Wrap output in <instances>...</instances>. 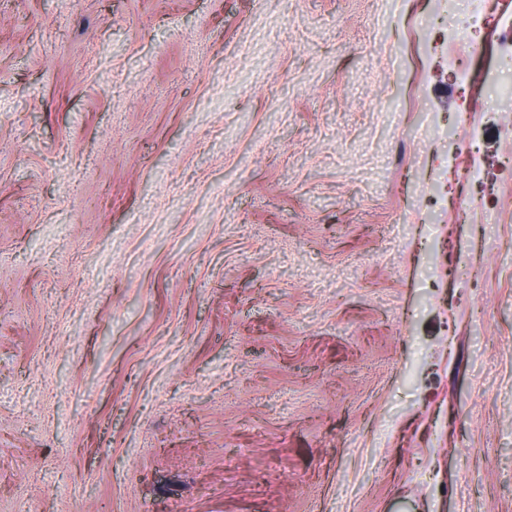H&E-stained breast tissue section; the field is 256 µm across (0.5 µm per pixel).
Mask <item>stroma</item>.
<instances>
[{"instance_id":"stroma-1","label":"stroma","mask_w":512,"mask_h":512,"mask_svg":"<svg viewBox=\"0 0 512 512\" xmlns=\"http://www.w3.org/2000/svg\"><path fill=\"white\" fill-rule=\"evenodd\" d=\"M435 5L0 0V512H512V56Z\"/></svg>"}]
</instances>
